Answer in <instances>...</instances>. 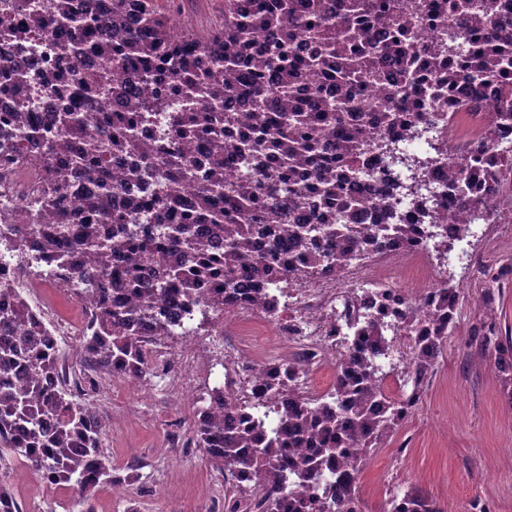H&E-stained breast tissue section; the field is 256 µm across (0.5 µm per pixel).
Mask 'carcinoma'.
<instances>
[{"label":"carcinoma","instance_id":"cac0c4a2","mask_svg":"<svg viewBox=\"0 0 512 512\" xmlns=\"http://www.w3.org/2000/svg\"><path fill=\"white\" fill-rule=\"evenodd\" d=\"M72 0H0V28L30 42L47 38L68 60L65 88L45 91L42 116L0 114V162L30 161L43 172V195L30 233L38 239L39 272L72 275L92 315L81 351L88 366L118 379L142 381L153 374L146 340L195 336L215 327L224 305L276 308L296 282L336 276L361 250L383 249L391 240L434 252L446 262L455 245L475 236L460 211L477 215L482 199L512 170V150L499 148L512 129V19L494 21L491 11L469 16L470 35L455 28L424 48L413 39L425 20L469 7L460 0H224V20L205 32L178 27L157 0H96L78 13ZM445 59L435 73L441 88L473 74L498 85L497 113L470 156L448 159L455 207L419 208L409 224H368L364 203L345 183L374 154L394 188L405 196L409 173L386 147L418 154L421 129L444 120L438 111L406 121L393 109L399 90L348 112L354 84L381 77L392 65L402 74ZM170 78L161 95L172 111L153 115L142 86L155 68ZM126 71L114 80V71ZM0 76L39 88L36 70L17 71L0 61ZM104 100L103 127L86 137L87 117L73 112L67 96ZM249 95L260 103L248 116L247 151L238 158L241 177L224 181V134L240 124L225 101ZM154 121L163 144L133 135ZM129 157L125 181L150 195L146 219L112 206L117 186L106 168ZM276 157L277 168L267 164ZM316 163L309 176L303 166ZM196 190L188 195L183 182ZM82 185L75 207L83 223L70 224L61 206L65 191ZM15 256L28 255L26 237L13 225L0 231ZM171 248L167 275L142 273L157 250ZM124 260L118 266V260ZM461 289L447 279L433 287L424 312L404 298L393 313L390 291L374 292L383 315L345 310L336 335L351 342L352 358L336 362L325 394L311 397L294 384L312 355L263 363L267 378L245 404L224 400L215 387L195 409V445L224 476L225 512H361L357 485L364 458L392 435L423 397L428 381L458 326ZM11 308L0 314V512H20L7 474L21 458L50 488L73 493L76 512H96L95 492L116 485L103 441L108 419L74 400L58 368V346L44 319L9 279L0 297ZM411 336L397 396L384 387L397 371L390 332ZM463 345L493 360L497 375L512 384V340L495 318L474 323ZM357 451V465L341 461ZM387 512H444L417 486L394 492Z\"/></svg>","mask_w":512,"mask_h":512}]
</instances>
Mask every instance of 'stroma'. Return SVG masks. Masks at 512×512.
<instances>
[{
  "instance_id": "obj_1",
  "label": "stroma",
  "mask_w": 512,
  "mask_h": 512,
  "mask_svg": "<svg viewBox=\"0 0 512 512\" xmlns=\"http://www.w3.org/2000/svg\"><path fill=\"white\" fill-rule=\"evenodd\" d=\"M173 22L194 28L222 15L224 0H160ZM475 263L512 264V227L487 224L469 245ZM436 281L453 276L462 288L461 318L419 405L380 448L360 476L363 512H386L394 487L423 488L453 512H512V403L507 385L490 361L466 350L469 326L493 313L503 335L512 337V284L486 309V286L477 272L444 266L429 257ZM86 403L108 417L104 449L125 476L126 495L111 487L96 493L97 512H224V478L191 431L195 402L178 395L168 373L156 371L143 383L127 384L105 374L98 396ZM10 488L23 512H71L68 490L49 489L22 462H14Z\"/></svg>"
}]
</instances>
